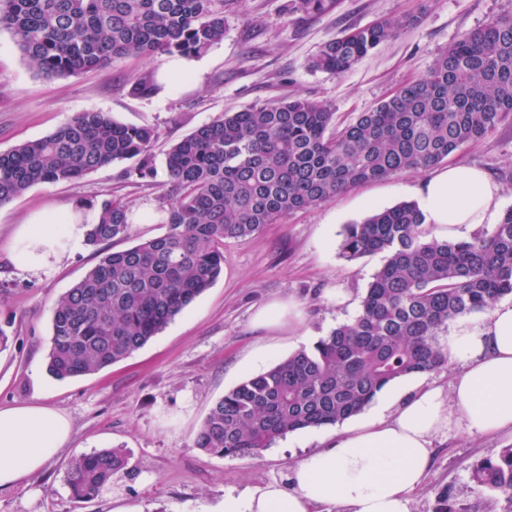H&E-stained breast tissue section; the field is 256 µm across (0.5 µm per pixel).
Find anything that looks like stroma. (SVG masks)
<instances>
[{
	"label": "stroma",
	"instance_id": "obj_1",
	"mask_svg": "<svg viewBox=\"0 0 512 512\" xmlns=\"http://www.w3.org/2000/svg\"><path fill=\"white\" fill-rule=\"evenodd\" d=\"M285 2L226 0L223 41L194 57L191 78L167 82L161 75L173 57L166 53L148 60L127 56L109 69L48 79L28 66L11 34L0 31V152L46 136L87 109L159 133L149 151L156 170L152 183L122 179L123 166L114 163L75 182L33 186L0 205V327L11 337L0 351V403L40 398L73 426L69 445L40 473L0 492V512H210L225 494L287 483L293 468L335 434L332 425L292 432L254 457H217L194 446L211 406L225 392L358 314L384 257H341L343 228L416 200L430 170L353 187L329 203L284 215L251 237L226 241L223 274L157 336L117 364L65 380L46 370L53 309L100 256L89 246L51 275L32 276L15 271L3 252L15 225L30 213L76 199L94 203L105 193L147 213L132 224L129 238L105 244V251L160 236L169 190L165 155L197 127L222 113L288 96L325 104L337 125L348 124L424 74L461 34L493 15L512 13V0H332L309 16L284 13ZM401 15L417 21L351 70L333 75L312 68L328 40ZM146 73L159 79L158 90L132 95L130 80ZM448 162L484 170L500 187L503 208L512 207V118L481 142L463 145ZM288 300L302 303L301 324L276 330L254 325L260 307ZM510 445V434L475 438L460 428L437 437L410 512H434L443 490L457 512H512V499L479 494L470 481L476 463ZM116 446L129 454L126 471L96 500L72 499L70 461Z\"/></svg>",
	"mask_w": 512,
	"mask_h": 512
}]
</instances>
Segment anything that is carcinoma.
<instances>
[{
    "instance_id": "carcinoma-1",
    "label": "carcinoma",
    "mask_w": 512,
    "mask_h": 512,
    "mask_svg": "<svg viewBox=\"0 0 512 512\" xmlns=\"http://www.w3.org/2000/svg\"><path fill=\"white\" fill-rule=\"evenodd\" d=\"M414 23L386 18L326 42L312 61L342 74ZM8 31L35 73L67 77L112 68L126 56H198L224 39V0H0ZM512 116V14L463 33L420 78L351 123L304 98L226 112L174 143L166 158V231L105 254L56 303L49 373L93 374L142 348L218 279L224 242L316 207L360 184L437 166ZM158 131L102 111L76 113L54 132L0 153V204L37 184L76 181L140 158L121 177L154 178L147 157ZM88 233L98 246L128 236L130 209L108 194ZM423 210L403 202L345 226L341 255H385L358 315L211 407L195 448L250 457L284 435L362 412L385 387L441 370L448 322L512 295V208L490 233L424 240ZM127 466L120 448L74 459L72 499L98 497ZM475 488L512 498V447L477 464Z\"/></svg>"
}]
</instances>
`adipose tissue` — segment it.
Wrapping results in <instances>:
<instances>
[{"label": "adipose tissue", "instance_id": "1", "mask_svg": "<svg viewBox=\"0 0 512 512\" xmlns=\"http://www.w3.org/2000/svg\"><path fill=\"white\" fill-rule=\"evenodd\" d=\"M425 221L441 238L499 223L500 189L480 169L450 166L418 189ZM98 208L81 202L51 206L19 224L7 244L12 264L48 274L86 248ZM448 359L463 364L449 388L421 383L386 396L367 417L344 425L324 448L306 455L289 485L254 487L225 497L217 512H409L410 495L424 483L435 436L451 426L476 435L512 433V300L496 302L481 318L451 326ZM72 426L40 401L0 406V489L40 472L69 441Z\"/></svg>", "mask_w": 512, "mask_h": 512}]
</instances>
